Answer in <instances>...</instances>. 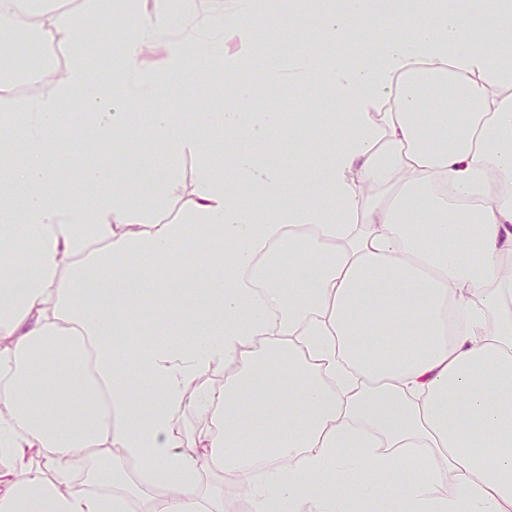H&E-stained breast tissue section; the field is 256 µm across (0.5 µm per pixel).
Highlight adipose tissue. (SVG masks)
<instances>
[{"instance_id":"ef3b65f1","label":"adipose tissue","mask_w":512,"mask_h":512,"mask_svg":"<svg viewBox=\"0 0 512 512\" xmlns=\"http://www.w3.org/2000/svg\"><path fill=\"white\" fill-rule=\"evenodd\" d=\"M44 38L83 42L74 16L40 0ZM259 0L209 10L204 0H162L137 15L95 80L83 52L46 90L0 113L21 127L22 162L0 169V512H224L200 475L247 478L269 435L280 443L255 512H512V0H477L462 26L447 0H430L412 37H362L363 0L327 11L325 42L346 47L327 86L349 107L322 134L328 167L263 165L251 152L231 176L210 159L223 137L250 144L280 127L278 112L242 104L175 121L154 108L142 137L171 158L199 157L198 188L181 198L175 170L142 198L107 169L82 173L96 192L73 196L48 169L44 145L66 105L78 102L101 141L131 134L129 109L160 99L169 73L200 56L238 72L257 50L248 25ZM234 30L244 57L224 56ZM153 41L168 46L146 68ZM471 111L457 109L460 99ZM308 185L314 198L298 201ZM181 198L183 224L153 208ZM31 232L26 259L15 225ZM194 251H187V243ZM136 277L181 313L178 348L119 346L138 306L117 277ZM90 352L94 383L60 363L71 337ZM224 385L193 391L214 364ZM143 372L133 391L127 379ZM108 392L100 408L98 388ZM207 421L202 457L181 452L175 413ZM109 454L120 492L98 494L67 470ZM149 477L132 481L130 457Z\"/></svg>"}]
</instances>
